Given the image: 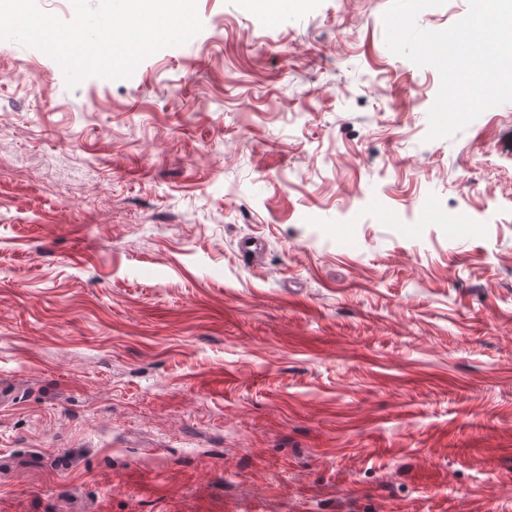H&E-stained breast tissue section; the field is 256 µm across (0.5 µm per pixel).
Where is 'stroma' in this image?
Returning <instances> with one entry per match:
<instances>
[{
  "label": "stroma",
  "mask_w": 512,
  "mask_h": 512,
  "mask_svg": "<svg viewBox=\"0 0 512 512\" xmlns=\"http://www.w3.org/2000/svg\"><path fill=\"white\" fill-rule=\"evenodd\" d=\"M391 3L0 40V512H512V102L427 140Z\"/></svg>",
  "instance_id": "35a3bbf8"
}]
</instances>
